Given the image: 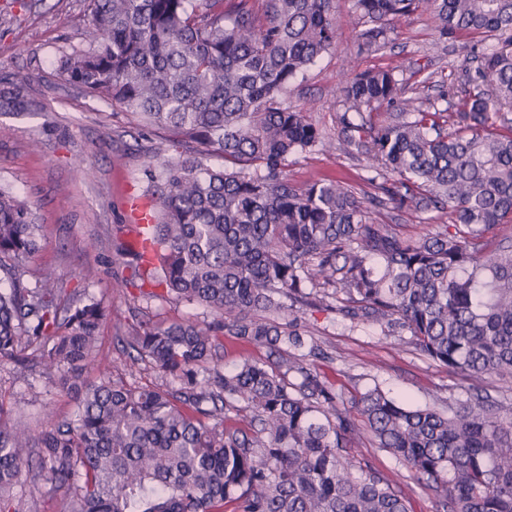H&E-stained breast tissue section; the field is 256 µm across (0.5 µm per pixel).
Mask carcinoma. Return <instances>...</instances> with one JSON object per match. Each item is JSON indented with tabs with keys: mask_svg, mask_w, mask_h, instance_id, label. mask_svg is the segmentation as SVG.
Masks as SVG:
<instances>
[{
	"mask_svg": "<svg viewBox=\"0 0 512 512\" xmlns=\"http://www.w3.org/2000/svg\"><path fill=\"white\" fill-rule=\"evenodd\" d=\"M334 0H89L96 40L60 52L58 75L107 104L169 129L176 161L151 173L146 245L124 249L132 277L163 297L220 315L133 334L140 359L179 383L132 385L98 358L100 301L69 291L51 270L35 286L26 263L41 227L27 203L0 188V362L40 352L76 400L46 414L35 436L0 405V512L40 453L67 512H409L401 490L357 458L358 431L339 395L304 370L288 303L332 288L350 318L372 317L411 336L426 356L471 380L512 378V245L480 239L512 223V0H356L371 27L359 51L385 46L395 20L425 6L443 36L504 37L461 89L402 98L397 68L346 70L348 140L372 164L366 181L412 217L448 211L422 239L369 219L345 185L297 189L288 157L321 144L283 89L336 43ZM401 107L389 124L372 114ZM41 108L27 75L0 76V112ZM224 157L204 163L203 152ZM227 334L276 349L223 373L208 363ZM94 368L98 379L81 380ZM303 379L295 384L288 374ZM376 447L406 464L442 512H512V417L475 393L442 410L412 408L379 386L357 401Z\"/></svg>",
	"mask_w": 512,
	"mask_h": 512,
	"instance_id": "cac0c4a2",
	"label": "carcinoma"
}]
</instances>
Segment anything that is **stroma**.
I'll return each instance as SVG.
<instances>
[{"mask_svg": "<svg viewBox=\"0 0 512 512\" xmlns=\"http://www.w3.org/2000/svg\"><path fill=\"white\" fill-rule=\"evenodd\" d=\"M86 6V0H0V75H29L45 105L41 112H0V185L25 200L42 227L40 248L28 263L31 275L50 269L74 289L82 287L85 270L93 269L90 291L112 311L100 327L102 358L127 381L166 385L169 377L130 358L128 336L145 324L177 318L211 322L215 315L173 300L147 299L129 282L131 271L117 253L128 240L123 203L134 194L149 196V165H162L175 152L170 131L142 125L135 113L97 100L58 76L59 49L93 36L90 27L73 24ZM335 14V46L282 93L288 107L304 112L327 147L289 157L285 172L298 187L336 180L367 197L374 193L366 181L367 159L342 134L343 67H399L410 97L423 101L444 91L453 105L466 69L490 44L462 35L440 37L421 8L396 22L385 48L362 54L357 37L364 23L355 0H335ZM371 217L415 238L436 232L447 220L433 211L412 221L389 208L372 209ZM297 329L309 348L304 367L339 394V406L352 421L361 419L355 397L376 385L421 407L464 399L471 391L470 380L424 356L408 334L385 332L369 319L351 322L335 299L301 307ZM0 402L34 434L46 410L64 414L74 408L57 376L34 361L0 363ZM357 454L403 490L409 512H437L434 493L417 484L404 463L377 448L370 435H363ZM68 499L67 490L50 488L35 466L14 489L17 512H63Z\"/></svg>", "mask_w": 512, "mask_h": 512, "instance_id": "stroma-1", "label": "stroma"}]
</instances>
